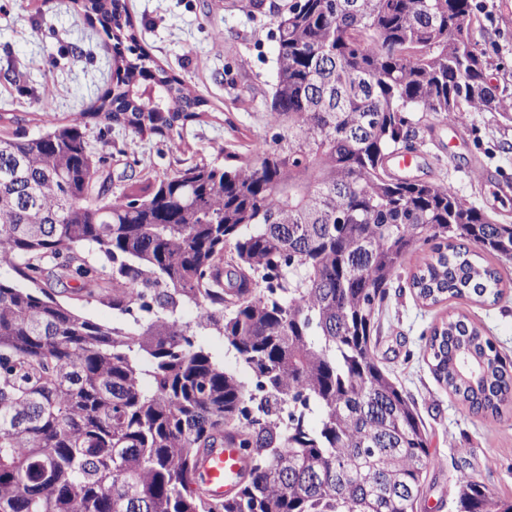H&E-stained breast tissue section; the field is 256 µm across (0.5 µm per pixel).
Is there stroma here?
Here are the masks:
<instances>
[{
  "label": "stroma",
  "instance_id": "stroma-1",
  "mask_svg": "<svg viewBox=\"0 0 512 512\" xmlns=\"http://www.w3.org/2000/svg\"><path fill=\"white\" fill-rule=\"evenodd\" d=\"M482 22L480 46L496 83L512 86V0H473ZM141 46L196 94L210 120L187 124L181 146L162 138L132 140L121 129L99 136L94 152L107 158L113 187L123 180L164 174L200 160L222 161L225 147L271 137L263 99L274 80L272 14L252 12L246 0H126ZM110 42L75 0H0V117L24 118L39 129L42 106L73 118L112 84ZM416 176L452 185L475 206L496 210L512 223V122L492 112L434 125L423 132ZM483 166L492 184L470 180ZM466 313L498 348L512 355V282L497 303L470 299L422 304L411 288H394L384 304L374 352L413 398L431 436L430 467L418 512H455L454 476L464 467L488 490L512 497V424L472 415L434 379L424 358L427 338L448 311Z\"/></svg>",
  "mask_w": 512,
  "mask_h": 512
}]
</instances>
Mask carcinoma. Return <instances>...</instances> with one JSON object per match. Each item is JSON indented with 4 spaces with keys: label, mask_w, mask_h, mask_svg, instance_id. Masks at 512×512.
<instances>
[{
    "label": "carcinoma",
    "mask_w": 512,
    "mask_h": 512,
    "mask_svg": "<svg viewBox=\"0 0 512 512\" xmlns=\"http://www.w3.org/2000/svg\"><path fill=\"white\" fill-rule=\"evenodd\" d=\"M248 6L277 18L262 146L112 191L89 125L174 143L208 117L140 46L124 0L80 3L117 64L98 105L67 122L44 111L35 134L18 118L0 130V265L15 274L0 278V512H417L436 461L373 354L380 310L427 245L409 275L418 299L498 302L491 259L512 262V224L388 162L416 150L425 119L512 120V92L488 75L472 0ZM72 282L120 314L151 284L156 313L97 323L49 291ZM185 305L205 319L182 321ZM424 356L471 413L512 422V360L479 325L448 317ZM224 444L249 470L210 499L196 462ZM455 488L456 512H512L463 468ZM197 341L206 350L212 353L215 358L224 360L226 367L235 370L243 380L247 381L249 379L250 374L248 369L241 363L237 362L233 352L228 350V347L224 344V339L221 336H215L207 333L204 336H197Z\"/></svg>",
    "instance_id": "1"
}]
</instances>
